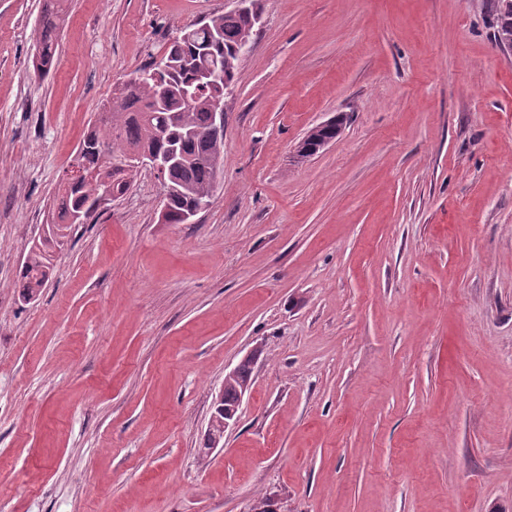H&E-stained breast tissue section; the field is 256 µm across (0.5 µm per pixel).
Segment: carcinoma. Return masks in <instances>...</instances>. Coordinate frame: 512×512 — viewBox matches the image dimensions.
Here are the masks:
<instances>
[{"label":"carcinoma","mask_w":512,"mask_h":512,"mask_svg":"<svg viewBox=\"0 0 512 512\" xmlns=\"http://www.w3.org/2000/svg\"><path fill=\"white\" fill-rule=\"evenodd\" d=\"M56 0H44L41 35L32 57L33 69L46 76L54 65L57 43L52 32L59 26L54 12ZM493 0L500 19L493 22L497 44H512V9ZM243 15L230 11L212 15L182 28L170 42L164 57L142 69L136 79L115 89V104L99 113L83 138L74 164L93 173L87 180L62 185L61 204L47 225V233L29 247L20 269L22 301L29 302L48 281L53 268L52 251L65 237L68 224H85L94 214L84 204L97 198L104 187L112 195L128 191L137 170L115 162L130 153H160L170 159L163 176L165 196L162 218L166 224H185L195 209L211 205L216 182L223 170L224 130L213 122L214 100L224 97V87L235 80L244 55L242 42L251 39ZM219 63L224 80L211 85L205 74ZM336 139V127L310 128L302 144L309 156L323 150L326 140ZM251 378L245 363L239 377L224 382L223 404L237 403L241 383ZM224 416L210 424L205 447L224 440Z\"/></svg>","instance_id":"carcinoma-1"}]
</instances>
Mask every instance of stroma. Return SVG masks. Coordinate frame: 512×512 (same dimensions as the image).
Instances as JSON below:
<instances>
[{
	"instance_id": "obj_1",
	"label": "stroma",
	"mask_w": 512,
	"mask_h": 512,
	"mask_svg": "<svg viewBox=\"0 0 512 512\" xmlns=\"http://www.w3.org/2000/svg\"><path fill=\"white\" fill-rule=\"evenodd\" d=\"M262 6L213 204L160 223L142 169L24 302L115 85L233 3L68 0L41 77L43 0H0V512H512V58L487 0ZM328 125H329V122H324V123H320L318 125V127H326ZM318 127L310 128L307 131L303 141L300 143L299 146H300L301 150L303 149L302 148L303 145L309 146L311 148L310 151H307L306 150L307 148H304L302 150L303 154H308L309 156L312 157L326 147V146L323 147L324 140L332 139L334 141L336 139V122L329 129L320 130V129H318ZM250 357H251L250 355L245 356L237 364L236 367H234L232 370H230L225 375L224 380H229V379H232V378H237V374H238V370H239L240 364L243 361L248 360ZM251 371L252 370H251V364L250 363L243 364L241 369H240L239 377L237 379L232 380V381H225L221 385V387L218 390V393L216 394V397H215V400H214V404L221 403L222 400L224 399L223 404L225 406L230 407V406L235 405L237 403V401H238V392L241 389V382H245L247 379L251 378V373H252ZM249 387H250V383H248V382L242 384V389H241V392L239 394L238 407L235 410H230L229 411L227 409H224V416H222L221 413L216 412L217 418L210 424L208 433L206 431L207 438H206V442H205L204 448L213 449V444L215 442H220L221 443L224 440V432L231 425H233L236 422L237 412H238L239 407L241 405L242 398H243L244 394L247 392V390L249 389ZM223 390H224V398L222 399ZM222 420H224L223 421L224 425L222 423Z\"/></svg>"
}]
</instances>
